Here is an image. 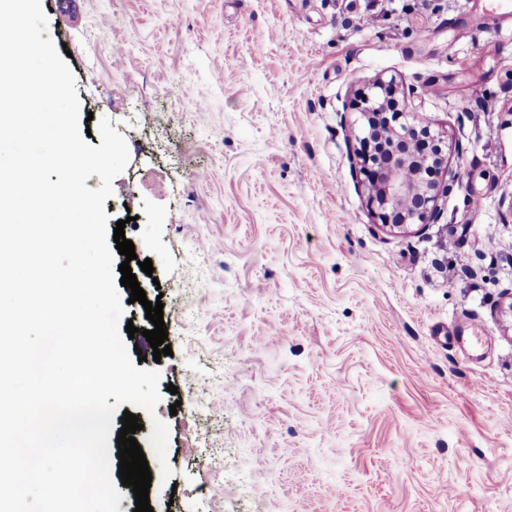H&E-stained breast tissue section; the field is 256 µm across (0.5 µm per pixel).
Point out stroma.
Listing matches in <instances>:
<instances>
[{"mask_svg": "<svg viewBox=\"0 0 512 512\" xmlns=\"http://www.w3.org/2000/svg\"><path fill=\"white\" fill-rule=\"evenodd\" d=\"M172 352L136 409L154 512H512V24L484 0H41ZM396 77L458 175L376 224L357 116ZM151 261L152 274L140 268ZM475 321L481 356L446 339ZM168 428L162 477L148 437Z\"/></svg>", "mask_w": 512, "mask_h": 512, "instance_id": "1", "label": "stroma"}]
</instances>
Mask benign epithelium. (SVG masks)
Masks as SVG:
<instances>
[{
  "label": "benign epithelium",
  "mask_w": 512,
  "mask_h": 512,
  "mask_svg": "<svg viewBox=\"0 0 512 512\" xmlns=\"http://www.w3.org/2000/svg\"><path fill=\"white\" fill-rule=\"evenodd\" d=\"M349 108L358 115L359 183L376 223L386 228L437 223L439 200L457 181L448 168L443 133L419 118L394 78L377 79ZM429 172L444 173V180L427 178Z\"/></svg>",
  "instance_id": "benign-epithelium-1"
}]
</instances>
